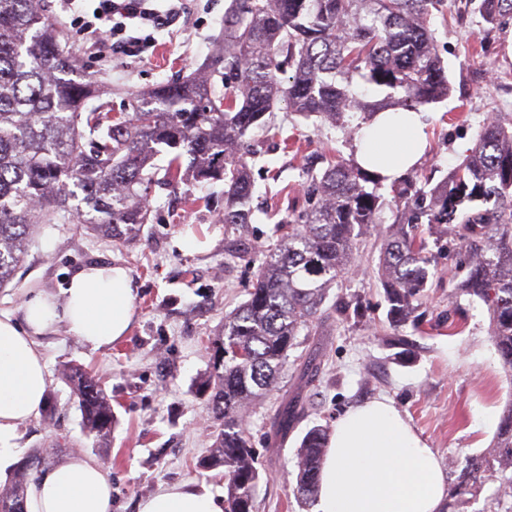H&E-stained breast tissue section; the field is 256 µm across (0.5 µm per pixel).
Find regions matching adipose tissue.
<instances>
[{"label":"adipose tissue","mask_w":512,"mask_h":512,"mask_svg":"<svg viewBox=\"0 0 512 512\" xmlns=\"http://www.w3.org/2000/svg\"><path fill=\"white\" fill-rule=\"evenodd\" d=\"M426 122L415 110L377 112L354 140V159L383 184L400 180L424 156ZM136 293L128 271L93 263L76 269L59 295L32 293L21 318L0 316V459L17 454L19 426L44 405L48 378L37 336L65 330L91 349L130 332ZM446 476L438 453L381 398L347 410L324 450L314 512H442ZM28 512H112L107 470L77 454L28 488ZM138 512H224L209 488L179 483L142 499Z\"/></svg>","instance_id":"ef3b65f1"}]
</instances>
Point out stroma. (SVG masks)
<instances>
[{
    "label": "stroma",
    "instance_id": "35a3bbf8",
    "mask_svg": "<svg viewBox=\"0 0 512 512\" xmlns=\"http://www.w3.org/2000/svg\"><path fill=\"white\" fill-rule=\"evenodd\" d=\"M229 2L183 0L184 19L156 33L154 49L114 57L96 54L83 33L79 20L91 17L90 0L78 11L65 0H43V5L63 47L79 56L82 74L98 78L103 102L118 112L127 109L132 94L199 68L224 27ZM430 25L451 93L423 108L429 147L417 172L438 181L462 161L485 122L512 119V19L491 27L469 11L466 0H444ZM354 137V131L303 117L284 103L272 129L247 134L255 192L253 221L241 230L252 251L243 259L224 254L220 181L152 183L148 223L122 241L73 224L41 225L13 281L0 288V313L20 315L32 291L59 293L75 268L109 261L130 273L135 315L129 336L104 350H91L62 332L39 337L50 380L47 402L56 412L40 413L19 427L20 454L55 447L58 460L80 452L97 461L112 481V512H138L141 499L185 481L224 494L223 469L198 466L221 425L200 389L212 360L208 340L247 300L261 260L280 238L269 214L292 217L308 208L310 174L320 173L333 157L352 162ZM381 192L388 202L377 227L364 230L352 270L329 291L330 319L301 330L276 388L263 404L242 410L258 456L254 512H313L299 506L293 493L296 450L309 428L334 427L355 404L386 396L442 463L460 465L489 449L512 400V379L490 341L486 307L455 295L449 284L458 252H444L431 265L420 327L387 323L378 257L396 207L390 186ZM342 301L348 309L335 312ZM452 320L462 323L454 334L448 331ZM398 336L406 345L395 344ZM311 360L319 374L308 385L302 372ZM73 365L93 369L112 398L116 421L107 447L83 433L81 412L62 376ZM290 402L303 405L304 415L288 434H276L277 412Z\"/></svg>",
    "mask_w": 512,
    "mask_h": 512
}]
</instances>
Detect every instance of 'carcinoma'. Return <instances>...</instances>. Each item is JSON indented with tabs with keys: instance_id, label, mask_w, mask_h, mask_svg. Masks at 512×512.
Returning <instances> with one entry per match:
<instances>
[{
	"instance_id": "1",
	"label": "carcinoma",
	"mask_w": 512,
	"mask_h": 512,
	"mask_svg": "<svg viewBox=\"0 0 512 512\" xmlns=\"http://www.w3.org/2000/svg\"><path fill=\"white\" fill-rule=\"evenodd\" d=\"M442 0H231L224 34L210 67L224 69V96L208 77L193 76L137 93L130 111L112 113L93 101L99 85L75 78L76 61L39 0H0V288L27 255L40 224H82L94 233L132 234L148 222L141 187L155 177L153 161L166 148L165 177L183 180L182 160L199 181H224V215L232 230L252 221L254 181L246 136L285 101L305 117L342 128L351 113L369 120L388 107L416 110L448 98V71L436 52L429 20ZM483 22L512 16V0H469ZM387 89L372 101L353 78ZM408 175L394 188L402 222L386 233L380 268L387 320L415 321L430 280L432 253L413 228L426 222L438 238L452 237L465 253L464 276L453 287L482 302L503 368L512 377V130L494 119L474 146L431 189ZM380 181L357 164L331 162L315 176L317 204L295 220L262 261L248 299L224 320L202 382L208 409L224 420L204 469L224 468V512H252L258 459L241 422L242 407L278 382L300 329L327 314L330 288L354 265L363 228L376 223L385 198ZM429 204H424V200ZM251 250L240 235L225 253ZM84 431L103 446L114 415L101 382L81 367L64 373ZM303 409L284 407L275 420L288 434ZM328 433L314 426L297 453L296 498L317 495ZM38 448L0 487V505L26 512L30 482L54 463ZM497 483L482 512H512V401L500 417L488 453L466 459L448 489V512Z\"/></svg>"
}]
</instances>
